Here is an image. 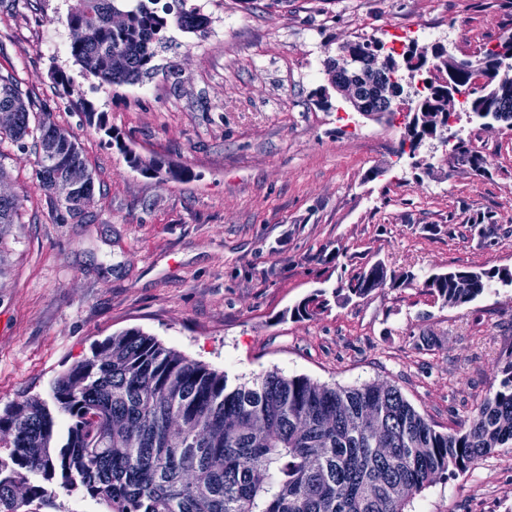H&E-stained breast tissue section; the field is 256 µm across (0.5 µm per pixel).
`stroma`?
<instances>
[{
  "label": "stroma",
  "instance_id": "35a3bbf8",
  "mask_svg": "<svg viewBox=\"0 0 512 512\" xmlns=\"http://www.w3.org/2000/svg\"><path fill=\"white\" fill-rule=\"evenodd\" d=\"M197 2L205 35L169 29L159 73L112 87L47 47L68 41L71 0H0V72L70 131L95 174L84 214L64 218L34 154L0 143L23 204L0 250V412L50 399L95 343L138 328L233 383L273 370L332 387L386 381L437 430L458 428L512 355V286L452 306L423 282L451 268L512 270V127L480 126L456 105L451 132L483 157L482 174L435 140L400 159L402 119L363 118L336 96L322 107L319 90L345 42L470 55L512 35V0ZM86 104L111 134L86 123ZM124 144L191 179L142 177ZM378 261L415 282L290 316ZM411 508L512 512V448L436 480ZM325 295L326 293L324 290H318L312 297L306 299L297 307L293 308L291 316L298 318H310L316 316L328 306V300L325 298Z\"/></svg>",
  "mask_w": 512,
  "mask_h": 512
}]
</instances>
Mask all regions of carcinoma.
<instances>
[{
	"mask_svg": "<svg viewBox=\"0 0 512 512\" xmlns=\"http://www.w3.org/2000/svg\"><path fill=\"white\" fill-rule=\"evenodd\" d=\"M128 15L114 30L110 16ZM68 50L82 76L102 85L135 84L158 73V50L176 25L203 36L208 18L195 0H72L66 17ZM352 47L369 60L394 54L373 39ZM490 73L481 89L478 73ZM512 62L488 48L464 57L450 85L416 92L417 102L441 106L452 87L467 95L471 112L512 124ZM0 107L17 121L0 128L9 141L35 155V177L71 218L82 216L78 199L95 188L94 175L71 133L37 115L12 73H0ZM55 143V152L45 149ZM456 160L475 171L483 159L459 139ZM130 168L152 178L184 180L187 167L125 152ZM20 197L0 199V238L18 223ZM378 262L337 299L363 296L386 284ZM494 281L512 285L501 269H450L425 281L449 305L480 296ZM319 290L291 311L314 317L326 309ZM499 372V387L473 411L467 426L439 431L388 382L329 387L276 371L233 387L227 376L191 361L140 329H127L95 344L91 356L60 374L52 402L28 396L0 414V512L55 508V486L81 491L105 512H410L414 496L438 477L464 474L497 448H512V354ZM68 418L58 432L50 406ZM36 479L31 480L28 474ZM25 484V494L15 488Z\"/></svg>",
	"mask_w": 512,
	"mask_h": 512,
	"instance_id": "cac0c4a2",
	"label": "carcinoma"
}]
</instances>
